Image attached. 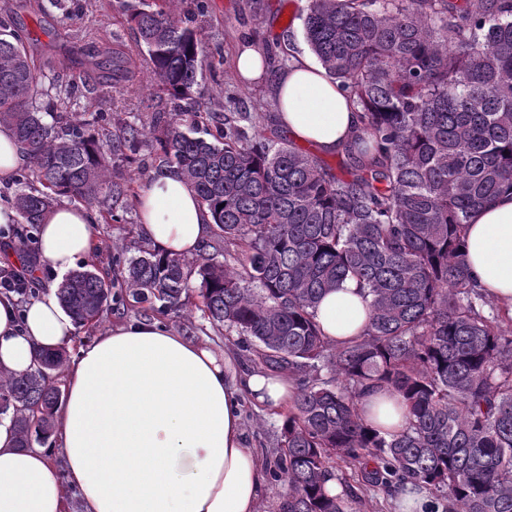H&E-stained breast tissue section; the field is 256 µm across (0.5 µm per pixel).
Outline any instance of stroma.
Instances as JSON below:
<instances>
[{
    "mask_svg": "<svg viewBox=\"0 0 512 512\" xmlns=\"http://www.w3.org/2000/svg\"><path fill=\"white\" fill-rule=\"evenodd\" d=\"M122 3L123 0H0V20L30 32L27 50L41 71L43 83L63 81L71 74L83 80L81 96H62L64 110L80 114L99 107L112 112L114 118L145 123L151 113L169 111L170 101L124 20ZM306 7L307 0H208L207 11L196 16L193 26L204 46L221 52L223 63L216 74L199 75L192 99L184 103L185 109L202 103L219 113L273 111L271 77L242 84L235 74L236 51L244 44L265 51L271 56L269 67L273 70L279 69L282 58L308 53L300 19ZM91 43L98 47V56L84 64H74V57ZM116 47L133 64L131 81L114 84L106 78ZM138 221V213L132 209L126 223L96 225L97 242L110 244L109 249L101 247L96 252L99 274L113 276L112 248L137 241L131 226ZM190 302V308L184 311L165 314V322L181 336L207 341L218 351L232 353L241 374L255 372L248 351L250 337L217 330L199 311V297H191ZM242 410L246 444L257 451L261 463H268L286 412L264 408L249 397L243 399Z\"/></svg>",
    "mask_w": 512,
    "mask_h": 512,
    "instance_id": "35a3bbf8",
    "label": "stroma"
}]
</instances>
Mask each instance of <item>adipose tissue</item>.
Returning a JSON list of instances; mask_svg holds the SVG:
<instances>
[{"mask_svg": "<svg viewBox=\"0 0 512 512\" xmlns=\"http://www.w3.org/2000/svg\"><path fill=\"white\" fill-rule=\"evenodd\" d=\"M277 120L297 142L338 152L360 125V112L308 57L276 80ZM147 239L162 253L199 252L213 219L179 174L153 175L137 201ZM96 215L63 204L42 218L38 241L57 273L95 253ZM467 262L487 297L512 304V195L485 202L471 219ZM368 303L353 282L326 293L316 320L329 341L363 329ZM76 326L49 294L18 312L0 294V374L24 371L37 351L69 343ZM67 398L53 413L44 444L21 447L11 417L0 418V512H66L74 493L82 512H256L265 475L245 444L241 394L272 409L287 405L293 388L278 373L239 376L228 355L174 333L162 320L131 319L82 347L65 370ZM368 420L389 433L402 430L398 397L365 395ZM58 451L63 469L50 462Z\"/></svg>", "mask_w": 512, "mask_h": 512, "instance_id": "ef3b65f1", "label": "adipose tissue"}]
</instances>
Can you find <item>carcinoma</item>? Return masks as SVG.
Listing matches in <instances>:
<instances>
[{"mask_svg": "<svg viewBox=\"0 0 512 512\" xmlns=\"http://www.w3.org/2000/svg\"><path fill=\"white\" fill-rule=\"evenodd\" d=\"M125 13L172 103L192 98L207 61L194 28L171 0ZM302 26L361 112L339 173L278 128L251 133L207 106L187 129L174 109L103 139L110 118L59 111L26 34L0 21V125L28 162L6 198L18 257L64 198L104 200L105 220L124 223L134 192L112 163L148 147L210 211L212 241L192 261L143 247L123 263L121 249L112 280L66 274L56 296L76 325L101 324L127 296L178 311L196 287L213 326L251 337L262 367L298 376L269 468L288 485L277 512H348L354 477L393 497L417 487L426 512L449 500L455 512H512V306L487 301L465 253L476 209L512 191V0H308ZM131 73L112 57L113 80ZM346 280L369 298L368 322L334 344L316 307ZM63 362L61 349L40 352L26 372L0 375V415L27 447L49 431ZM374 388L405 405L399 433L365 420Z\"/></svg>", "mask_w": 512, "mask_h": 512, "instance_id": "carcinoma-1", "label": "carcinoma"}]
</instances>
